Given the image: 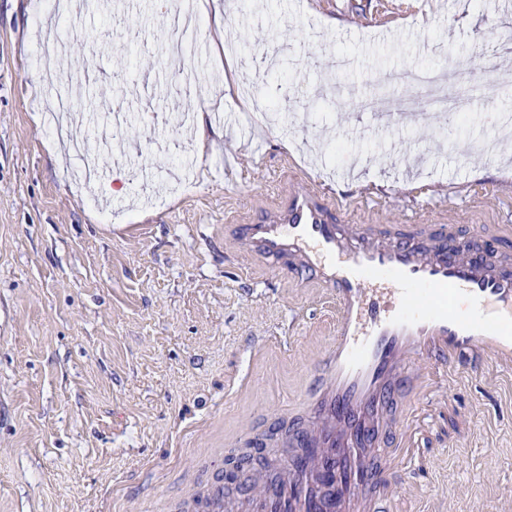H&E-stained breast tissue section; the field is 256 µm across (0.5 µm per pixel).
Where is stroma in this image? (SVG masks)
Returning a JSON list of instances; mask_svg holds the SVG:
<instances>
[{"label": "stroma", "instance_id": "obj_1", "mask_svg": "<svg viewBox=\"0 0 512 512\" xmlns=\"http://www.w3.org/2000/svg\"><path fill=\"white\" fill-rule=\"evenodd\" d=\"M227 8L223 34L188 31L171 51L170 0H0V512H180L253 459L252 480L278 467L254 441L308 420L307 389L334 329L325 295L293 292L224 243L226 223L277 201L296 163L377 186L375 210L413 221L428 185H468L498 224L512 198L494 194L512 157L476 153L502 139L512 85L487 101L484 61L512 54V15L498 0H437L406 29L348 27L345 15L396 0H202ZM235 46L233 59L212 42ZM345 53L350 67L329 71ZM250 64L274 104L246 126L226 115L205 157L174 115ZM461 68L470 100L448 116L378 117L403 93L375 75ZM262 152V166L236 158ZM448 408L426 435L419 480L432 512H512V373L491 363L434 376Z\"/></svg>", "mask_w": 512, "mask_h": 512}]
</instances>
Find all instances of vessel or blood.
<instances>
[{
  "instance_id": "vessel-or-blood-1",
  "label": "vessel or blood",
  "mask_w": 512,
  "mask_h": 512,
  "mask_svg": "<svg viewBox=\"0 0 512 512\" xmlns=\"http://www.w3.org/2000/svg\"><path fill=\"white\" fill-rule=\"evenodd\" d=\"M279 196L238 219L233 240L295 286L323 288L336 319L308 392L306 468L295 480L257 482L261 512H400L410 491L383 476L394 466L407 471L412 458L380 455L382 433L417 447L414 422L442 404L422 374L487 359L512 370V260L459 237L453 208L410 224L366 220L304 172ZM321 478L331 501L320 497ZM191 507L224 512L222 481Z\"/></svg>"
}]
</instances>
